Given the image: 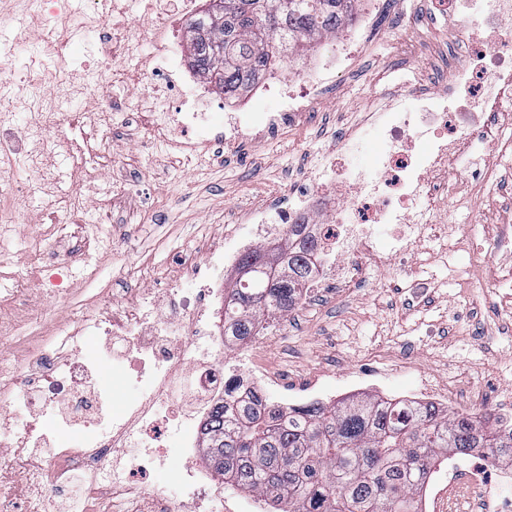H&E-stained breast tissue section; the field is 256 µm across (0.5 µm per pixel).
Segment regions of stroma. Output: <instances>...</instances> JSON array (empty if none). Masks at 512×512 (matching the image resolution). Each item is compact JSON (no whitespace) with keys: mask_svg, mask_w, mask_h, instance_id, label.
I'll return each mask as SVG.
<instances>
[{"mask_svg":"<svg viewBox=\"0 0 512 512\" xmlns=\"http://www.w3.org/2000/svg\"><path fill=\"white\" fill-rule=\"evenodd\" d=\"M387 3L390 28L365 40L350 69L321 89L302 126L194 154L163 145L142 118L113 132L102 152L107 175L91 165L81 173L89 187L107 176L126 186L101 205L112 220V252L101 251L90 215L72 211L69 294L48 293L45 263L33 248L55 212L7 202L5 211L18 224L0 240V273L32 268L38 275L27 304L0 293V322L20 329L0 334V358L22 368L27 345L20 334L32 322L48 332L79 310L119 313L132 290L160 292L184 281L182 259L201 260L207 243L231 245L244 237L242 213L271 206L292 180L317 181L335 153L337 133L358 125L376 102L372 87L380 71L392 72L391 96L416 75L425 91H443L460 39L423 17L422 0ZM396 41L412 44V51L394 55ZM467 193L442 212L446 236L423 241L417 253L370 271L355 287L323 280L314 296L278 317L276 340L224 351L226 369L240 372L245 358L258 364L270 379L264 391L277 403L288 387L310 381L328 402L352 394L405 396L424 377L447 383L444 407L454 412L492 413L512 401V311L498 306L512 288L500 280L492 239L502 216L512 214V163L499 164L494 181ZM463 234L473 243L471 254L449 258V238ZM419 281L429 284L421 293L414 290Z\"/></svg>","mask_w":512,"mask_h":512,"instance_id":"obj_1","label":"stroma"}]
</instances>
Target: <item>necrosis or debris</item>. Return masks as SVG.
<instances>
[{
	"mask_svg": "<svg viewBox=\"0 0 512 512\" xmlns=\"http://www.w3.org/2000/svg\"><path fill=\"white\" fill-rule=\"evenodd\" d=\"M27 2L47 25L35 37L21 29L0 31V197H34L55 208L62 218L52 235L61 241L69 235L65 215L83 202L78 186L67 184L57 165L61 151L75 143L69 113L91 96L102 116L94 129L99 145L85 146L72 159L79 168L112 138L119 104L100 89L116 79L114 69H122L123 84L148 85L154 70L125 71L128 57L149 44L167 62L179 60L174 18L198 15L201 0H158L156 9L119 30L100 15L104 0ZM380 5L381 0H366L362 25L339 31L333 50L310 58L289 78L267 76L249 90L247 108L225 116L196 107L197 96L210 88L191 69L179 70L166 93L141 97L152 132L224 143L257 140L271 128L301 124L318 90L351 66ZM426 5L464 40L465 61L449 65L446 89L430 96L420 85H406L381 111L340 135L324 183L294 189L285 205L243 218L256 237L307 225L331 268L330 279L340 287L438 235V216L460 175L461 158L471 157L472 178L484 182L495 173L490 154L512 156V135H501L512 132V0H427ZM78 46L90 50L92 59L77 66L72 58ZM271 97L278 99V109L263 111ZM366 149L372 160L364 167L356 158ZM382 226L387 236H380ZM165 295L168 317L148 320L155 298L143 292L122 318L84 312L32 348L26 367L35 386L15 378L0 391L9 404L0 422V512H51V488L67 487L79 472L84 475L79 492L90 506L106 502L114 512H140L148 461L174 456L185 461L175 479L180 496L156 494L153 512H189L209 497L210 472L189 448L191 433L164 435L160 411L175 408L189 421L223 397L226 373L215 348L224 342V306L212 303L202 288L179 284ZM85 336L103 339V348L84 349ZM119 387L135 397L118 408ZM18 419L24 426L17 434L12 423ZM14 434L20 439L16 448L10 442ZM130 440L145 449L147 463L124 456ZM46 446L53 449L52 459L39 453Z\"/></svg>",
	"mask_w": 512,
	"mask_h": 512,
	"instance_id": "obj_1",
	"label": "necrosis or debris"
}]
</instances>
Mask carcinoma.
Returning <instances> with one entry per match:
<instances>
[{"instance_id": "carcinoma-1", "label": "carcinoma", "mask_w": 512, "mask_h": 512, "mask_svg": "<svg viewBox=\"0 0 512 512\" xmlns=\"http://www.w3.org/2000/svg\"><path fill=\"white\" fill-rule=\"evenodd\" d=\"M357 0H209L188 25L189 65L237 99L285 58L301 56L354 20ZM316 243L290 224L284 244L242 253L224 293V337L239 347L293 309L317 271ZM206 462L224 484L260 496L275 512H422L439 460H512V430L490 417L376 396L270 402L258 390L224 392L204 420Z\"/></svg>"}]
</instances>
